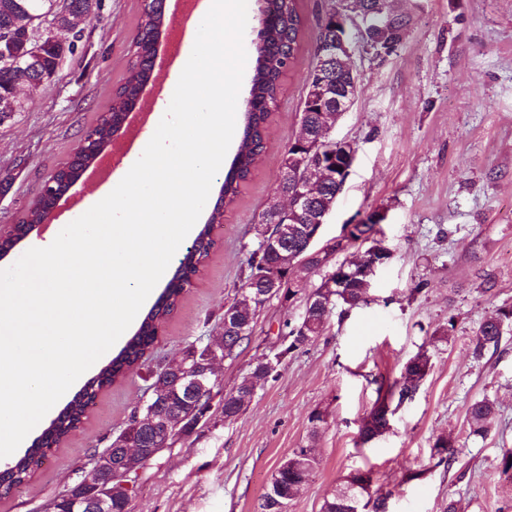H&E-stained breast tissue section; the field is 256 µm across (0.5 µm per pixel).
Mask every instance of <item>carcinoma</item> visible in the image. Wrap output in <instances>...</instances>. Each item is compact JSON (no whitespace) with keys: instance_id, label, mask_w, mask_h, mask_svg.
<instances>
[{"instance_id":"cac0c4a2","label":"carcinoma","mask_w":512,"mask_h":512,"mask_svg":"<svg viewBox=\"0 0 512 512\" xmlns=\"http://www.w3.org/2000/svg\"><path fill=\"white\" fill-rule=\"evenodd\" d=\"M49 0H0V29L10 27L13 31V40L10 48L18 57H26V50L30 46L29 31L40 26L41 15L46 13L45 6ZM162 20V0H150L144 4L141 23L132 45L135 49L131 54L136 60L130 62L133 67L132 74L125 84L121 85L112 98V105L99 117L95 132L102 139L112 135L114 119L127 111L134 103L140 88L150 77V58L153 42L156 41L157 30ZM408 23V15L402 13L393 21L389 29L378 31L375 36L385 42H395L397 32ZM262 28L259 42L256 44V65L251 78L249 90V108L241 112V139L238 152L224 174V181L219 192L224 197V204H232L240 192L252 169L259 162V157L265 149V138L270 124L272 112L271 104L275 100L280 76L295 63L298 51L299 34L303 26V18L297 6V0H264L262 9ZM336 35V23L330 21L320 24L319 35L313 51L312 67L309 71L307 84L311 85L316 79L320 64V52L323 42L329 36ZM47 48L45 57L40 64L42 70L48 75L56 77V58L62 46L55 42V38L44 37ZM29 77L27 70L16 68L11 72L0 69V113L8 110L19 112L22 102L14 95V83ZM336 123L333 112H321L316 102L303 99L301 110L302 133L316 138L320 130ZM322 152L311 155L310 160L321 165L328 172V178L318 189L312 200V208L319 212L334 207L336 198L342 191L347 175L343 171L352 167L356 149H337L330 151L325 144L318 145ZM301 147L292 142L285 149L279 172L288 174V182L277 181V192H297V187L305 181L306 168H302L293 161ZM221 213L215 208L209 214L206 222L200 225L195 242L207 243L204 251L187 250L179 260V265L173 277L160 293L157 301L145 314L134 334L128 339L125 346L112 360L100 368L95 376L90 378L78 396L71 401L45 431V438L34 441L24 454L13 461L11 478L4 482V489L0 490V497H7L11 490L22 485L31 476L40 460L45 458L53 447L60 442L81 422L86 410L95 403L102 390L111 386L134 366L138 365L152 347L158 333L159 326L178 307L185 292L181 282H190L191 275L195 273L198 264L209 257L210 249L215 241L212 237L214 225L219 223ZM309 223L307 217L300 211L273 215L263 210L258 217V224L265 228V233L255 232L254 240L249 249L248 273L245 282L236 291L233 299L227 304L224 313H233L240 324L246 326L247 334L242 337H232L231 333L224 335L223 358L233 359L241 351L243 344L249 342L256 325V318L261 307L250 303L245 293L256 289L267 294L265 302L279 298V291L287 284L289 268L280 264L278 253L270 250L268 242L274 235L287 237L288 251L294 252L302 247L295 231ZM346 297L342 301L345 308L351 309L365 302V283L360 276L352 277L345 288ZM322 286H317L305 295L304 307L296 322L285 321L281 334L288 344L274 356V364L281 363L282 358L289 353L300 349L320 335L330 318L332 309L326 308ZM512 323V307L500 309L496 316L479 324L470 340V349L473 357L479 359L491 349H498L502 328L505 323ZM431 359L428 351L415 354L403 367L399 380L388 386L386 398L377 400L371 409L362 418L359 426L360 438L372 441L390 429V419L386 417L384 406L388 402L401 406L413 399L422 382L428 375ZM172 365L166 364L153 372L152 385L165 388V394L158 396L155 403L162 411H176L184 416V427L194 426L200 415L198 406L185 394L167 389L168 375L171 374ZM273 368L269 366H253L242 378L235 393L240 394L261 385L272 375ZM233 393V394H235ZM233 394L224 398L222 413L224 419L237 418L241 409L237 406ZM498 415L494 401L483 398L475 401L469 408L468 419L471 433L484 436L493 427ZM149 448L151 453L157 455L163 451L160 442L156 439L153 427L142 424L138 427L127 426L112 440V450L119 448ZM316 457L310 448H297L288 459L282 460L274 471V475L281 479L284 491L288 497L296 498L305 488L308 477L315 469ZM365 473L356 470L350 473L343 484L336 487L333 493L324 500L322 512H358L359 503L372 506V512H385L386 496L372 495L361 485Z\"/></svg>"}]
</instances>
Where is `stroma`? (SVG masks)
Masks as SVG:
<instances>
[{
	"label": "stroma",
	"instance_id": "stroma-1",
	"mask_svg": "<svg viewBox=\"0 0 512 512\" xmlns=\"http://www.w3.org/2000/svg\"><path fill=\"white\" fill-rule=\"evenodd\" d=\"M298 6L297 60L281 77L262 160L214 227L216 247L143 365L98 397L31 478L0 499V512H41L126 427L147 395L150 370L220 335L224 306L247 274L253 226L275 194L281 154L300 132L306 72L328 0ZM396 7L410 17L397 50L380 58L355 49L359 93L331 132L358 151L323 239L372 211L385 215L377 239L391 257L372 276L368 303L336 306L322 334L282 360L238 418L226 420L213 406L206 427L140 474L130 512H257L277 464L305 445L318 465L288 512H321L359 468L371 470L373 488L387 493V512H446L451 502L458 512H512V486L498 469L512 448V326L496 353L476 360L468 351L478 325L512 306V0H397ZM142 10L143 0H99L59 77L0 123L1 228L24 217L110 107L128 76ZM102 189L82 179L0 267L56 237ZM302 308L298 299L265 305L250 344L220 369L219 393L274 357L283 322L297 320ZM450 320L451 340L433 342ZM423 349L431 368L416 396L388 433L360 444V421L379 386L399 379ZM484 397L496 402L498 418L487 436H474L467 410ZM317 409L327 420L315 432L308 418ZM441 437L453 443L452 463L433 455Z\"/></svg>",
	"mask_w": 512,
	"mask_h": 512
}]
</instances>
